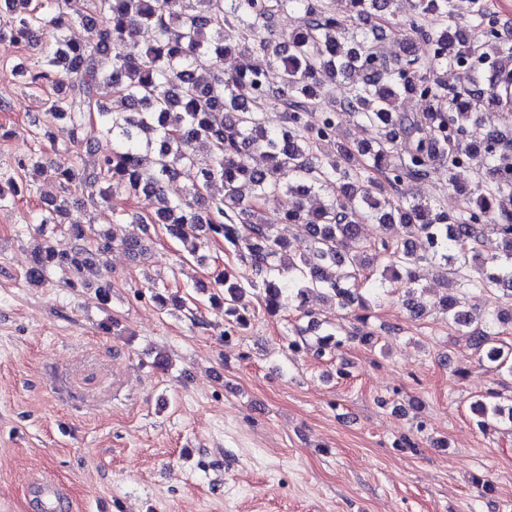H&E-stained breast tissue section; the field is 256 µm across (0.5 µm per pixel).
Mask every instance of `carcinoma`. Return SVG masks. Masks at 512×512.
Segmentation results:
<instances>
[{"label": "carcinoma", "mask_w": 512, "mask_h": 512, "mask_svg": "<svg viewBox=\"0 0 512 512\" xmlns=\"http://www.w3.org/2000/svg\"><path fill=\"white\" fill-rule=\"evenodd\" d=\"M393 0H344V15L323 0H87L70 12H42L31 0H0L16 14L10 37L29 46L39 34L55 30V44L40 68L15 74L31 87L51 89L46 100L69 120L74 139L93 157L90 167L52 165L34 155L29 165L51 171L68 187L76 182L110 203L121 193L148 202L145 224H158L197 255L200 236L224 245L250 269L248 286L260 291L265 310L275 314L306 295L322 293L341 308L367 310L386 283L406 288L411 312L426 305L419 270L439 269L446 285L443 313L466 330L471 345L500 374L512 377V344L495 326L512 323V140L490 131L480 142L466 140L467 127L486 122L488 113L512 105V38L495 29L483 0H414L406 20L392 18ZM303 13L304 24L280 43L272 38L276 17ZM488 24V38L475 45L458 19ZM429 18V29L419 19ZM75 22L98 28L95 46L66 36ZM237 25L243 46L224 43V28ZM152 31L150 43L139 40ZM393 39L398 51L386 56L378 44ZM429 46V65L415 39ZM237 53L260 55L264 64L231 71L218 61ZM441 67L463 69L453 88L437 76ZM279 86L270 89L269 73ZM359 81L336 98L324 85L352 73ZM416 97L424 110L410 114L402 101ZM329 105L310 120L323 99ZM281 112L270 125L267 107ZM349 116L369 137L352 143L336 138ZM211 145L205 160L198 142ZM485 161L484 179L468 192L457 214L402 190L425 178L439 164L448 166V183L469 157ZM199 167L200 183L169 199L164 184L184 167ZM288 196L283 213L270 218L263 202ZM376 221L387 235L379 243L362 237L361 224ZM43 224H67L73 243L50 242L27 272V283H45L53 267L83 276L96 258L116 243L97 233L91 251L83 221L68 197L51 200ZM280 223L302 228L305 249L290 253L276 231ZM215 284L223 294L224 315L237 331L250 322L242 304L246 287L226 270ZM475 292L501 293L484 316L468 307ZM339 329L317 338L319 355L342 348ZM476 425L486 431L512 428V396L490 389L473 404Z\"/></svg>", "instance_id": "carcinoma-1"}]
</instances>
